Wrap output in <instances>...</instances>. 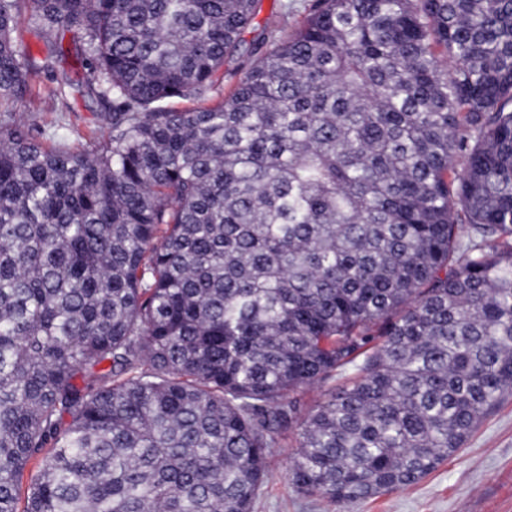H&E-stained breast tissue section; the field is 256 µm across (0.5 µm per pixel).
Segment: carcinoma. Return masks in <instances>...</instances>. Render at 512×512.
<instances>
[{
    "mask_svg": "<svg viewBox=\"0 0 512 512\" xmlns=\"http://www.w3.org/2000/svg\"><path fill=\"white\" fill-rule=\"evenodd\" d=\"M257 7L0 0V111L27 16L110 124L0 118V512H253L292 428L351 505L512 395V0H313L204 103Z\"/></svg>",
    "mask_w": 512,
    "mask_h": 512,
    "instance_id": "carcinoma-1",
    "label": "carcinoma"
}]
</instances>
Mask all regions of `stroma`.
I'll return each mask as SVG.
<instances>
[{
	"mask_svg": "<svg viewBox=\"0 0 512 512\" xmlns=\"http://www.w3.org/2000/svg\"><path fill=\"white\" fill-rule=\"evenodd\" d=\"M312 0H260L259 12L243 38L272 40L304 19ZM51 80L10 109L14 122L40 140L90 147L106 135L108 122L91 101L73 99L72 109L51 108ZM298 436L289 431L267 458L268 481L254 512H512V397L481 422L464 448L418 484L394 489L350 506H339L297 491L289 470Z\"/></svg>",
	"mask_w": 512,
	"mask_h": 512,
	"instance_id": "1",
	"label": "stroma"
}]
</instances>
